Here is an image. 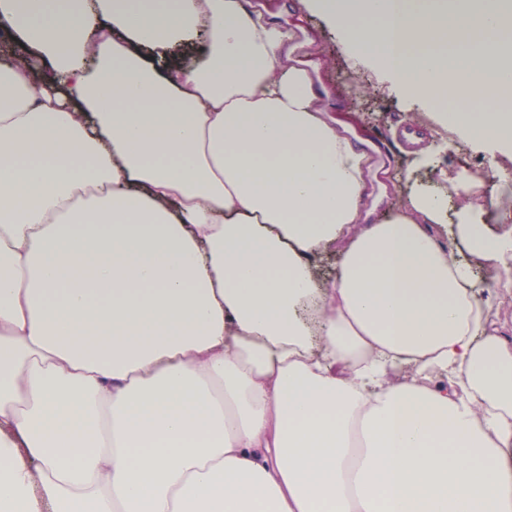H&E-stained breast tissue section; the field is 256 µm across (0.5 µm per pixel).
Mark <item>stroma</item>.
I'll list each match as a JSON object with an SVG mask.
<instances>
[{
    "instance_id": "35a3bbf8",
    "label": "stroma",
    "mask_w": 512,
    "mask_h": 512,
    "mask_svg": "<svg viewBox=\"0 0 512 512\" xmlns=\"http://www.w3.org/2000/svg\"><path fill=\"white\" fill-rule=\"evenodd\" d=\"M249 3L268 20L293 32V56L320 83L321 102L330 118L352 116L354 122L348 125V132L358 138L367 134L373 137L369 147L373 167L366 175L365 201L375 206L374 220L389 217L404 199V185L395 172L407 169L416 159L415 154L404 152L395 137L396 128L405 123L425 131L426 147H437L441 141L446 144L432 164L417 168L418 186L432 188L442 179L479 167L486 170L483 182L487 190H494L498 176L512 178V154L492 156L483 148L449 147L450 136L431 122L429 105L404 97L370 68L351 69L335 31L324 18L307 9L303 0Z\"/></svg>"
}]
</instances>
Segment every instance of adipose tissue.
Masks as SVG:
<instances>
[{
  "mask_svg": "<svg viewBox=\"0 0 512 512\" xmlns=\"http://www.w3.org/2000/svg\"><path fill=\"white\" fill-rule=\"evenodd\" d=\"M307 7L512 153V0ZM0 29V512H512L475 273L512 288V179L369 221L367 152L246 0H0Z\"/></svg>",
  "mask_w": 512,
  "mask_h": 512,
  "instance_id": "1",
  "label": "adipose tissue"
}]
</instances>
